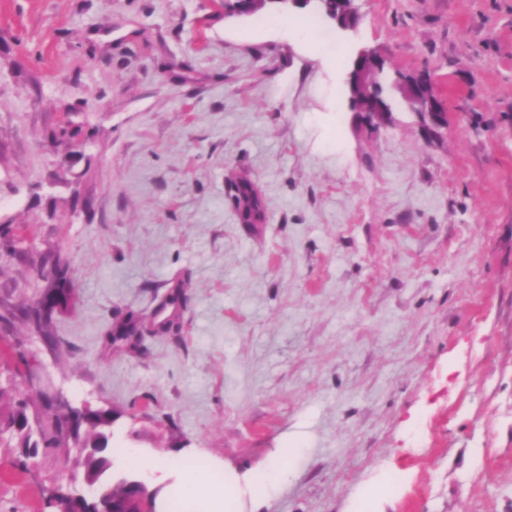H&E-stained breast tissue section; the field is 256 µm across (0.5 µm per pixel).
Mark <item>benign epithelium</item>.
Masks as SVG:
<instances>
[{"instance_id": "obj_1", "label": "benign epithelium", "mask_w": 512, "mask_h": 512, "mask_svg": "<svg viewBox=\"0 0 512 512\" xmlns=\"http://www.w3.org/2000/svg\"><path fill=\"white\" fill-rule=\"evenodd\" d=\"M323 0H236V3L224 7L227 15H250L267 3H274L282 10L316 9ZM342 4L329 22L342 32H356L358 11L354 0H338ZM352 69L348 73L347 87L352 110L357 112L363 123L370 127L385 126L391 121L392 106L383 95L380 76L384 72V60L381 53L370 46L359 47L353 57ZM390 87L411 106L418 115H438L439 107L422 87L403 78L395 76ZM131 485L134 493L126 500L122 512H157L156 502L142 479H124Z\"/></svg>"}]
</instances>
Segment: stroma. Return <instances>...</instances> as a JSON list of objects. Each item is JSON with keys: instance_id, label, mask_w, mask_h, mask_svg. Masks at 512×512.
<instances>
[{"instance_id": "35a3bbf8", "label": "stroma", "mask_w": 512, "mask_h": 512, "mask_svg": "<svg viewBox=\"0 0 512 512\" xmlns=\"http://www.w3.org/2000/svg\"><path fill=\"white\" fill-rule=\"evenodd\" d=\"M358 8L306 39L307 11L0 0V413L40 444L0 432V512L87 493L80 443L44 445L62 403L111 410L113 470L159 512L195 461L233 512H512V0ZM361 45L429 72L447 125L396 97L365 127ZM242 178L263 224L238 221ZM55 257L77 300L48 338ZM336 1L343 6L334 13V17L328 19L329 22L337 30L356 33L358 26V11L357 7L353 5L354 0H335L334 2ZM27 421V415L22 409L12 414L9 421V426L14 428L16 431L18 448H26V453H23L22 451L23 457H26L27 452L29 451L35 453L36 449L38 448L35 441L31 442V434L28 431H25L27 427Z\"/></svg>"}]
</instances>
